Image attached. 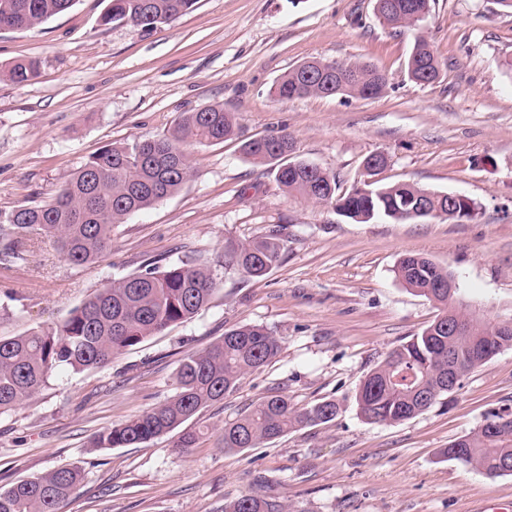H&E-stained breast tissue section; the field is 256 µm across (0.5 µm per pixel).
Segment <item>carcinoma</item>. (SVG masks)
Wrapping results in <instances>:
<instances>
[{
  "instance_id": "obj_1",
  "label": "carcinoma",
  "mask_w": 512,
  "mask_h": 512,
  "mask_svg": "<svg viewBox=\"0 0 512 512\" xmlns=\"http://www.w3.org/2000/svg\"><path fill=\"white\" fill-rule=\"evenodd\" d=\"M74 0H0V25L34 29L66 11ZM196 0H109L101 23L154 29L186 14ZM430 0H375L377 14L393 27L413 26L412 16L429 12ZM408 73L419 84L435 81L440 65L428 41L415 40L407 62ZM343 69L341 81L318 83L321 71ZM0 77L23 84L38 77L32 61H15L0 69ZM386 74L369 63L307 60L285 73L275 84L280 99L308 95L381 97ZM239 134L234 113L211 106L180 116L172 130L159 138L132 144L107 145L42 205L19 206L0 214V263L25 259L30 236L53 239L64 261L84 265L97 260L112 243V227L127 216L175 194L193 175L190 156L200 146L222 143ZM294 139L286 134L242 141L244 158L275 172L290 195L331 206L357 223L378 216L394 221L412 219L411 211L428 204L457 221L472 218L478 204L472 199L450 202L448 196L426 197L428 190L412 183L376 186L366 191L336 193V174L309 161L288 158ZM282 245L270 234L247 244L224 249V269L245 277H262L281 262ZM396 277L408 288L438 303L442 313L421 333L394 348L382 365L360 384L355 402L369 423L392 424L411 419L448 395V354L468 358L495 355L512 348L511 336H498L494 325L467 311H459L469 330L456 336L438 333L437 322L448 321V269L419 254L399 260ZM221 284L218 270L205 262L167 264L153 259L141 271L104 284L73 308L56 329L36 328L17 336H0V414L47 386L61 368L81 372L108 365L126 348L185 322L206 307ZM281 340L266 328L243 325L224 332L208 347L185 357L176 373V392L141 414L98 432L95 448H121L147 442L183 426L202 408L224 400L241 379L271 363ZM339 404L320 400L295 407L288 396L260 398L246 413L224 425L220 441L226 450L255 448L289 430L336 419ZM504 436L491 438L481 430L461 437L459 462L493 476L503 461H512V421ZM82 481L79 466L61 467L0 490V512H62ZM224 512H288L273 496L258 492L239 495L224 504Z\"/></svg>"
}]
</instances>
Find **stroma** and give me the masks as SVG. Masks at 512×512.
Masks as SVG:
<instances>
[{
    "label": "stroma",
    "mask_w": 512,
    "mask_h": 512,
    "mask_svg": "<svg viewBox=\"0 0 512 512\" xmlns=\"http://www.w3.org/2000/svg\"><path fill=\"white\" fill-rule=\"evenodd\" d=\"M107 0H75L34 29L0 30V66L34 61L25 84L0 80V212L52 200L107 144L166 134L181 113L220 105L239 139L197 148L174 195L112 229V248L73 266L52 239L33 237L26 260L0 265V336L60 326L105 283L145 259L212 262L224 248L278 231L281 263L260 278L237 272L208 306L123 351L100 369H61L0 415V489L77 464L84 481L65 512H222L255 490L288 512H512V474L490 478L443 455L494 411L512 408V348L471 373L445 403L395 424L364 421L354 402L365 376L425 329L438 307L396 279L408 252L455 275L469 311L512 318V13L496 0H431L419 26L391 28L375 0H198L175 22L144 30L102 24ZM424 36L440 62L431 84L406 60ZM368 62L389 80L378 99L274 98L276 81L305 60ZM290 134L298 158L335 172L340 192L385 154L378 183L408 182L474 200L476 217L356 223L288 195L247 162L241 140ZM268 328L280 356L247 375L177 433L125 448L92 447L99 430L175 392L180 360L225 331ZM297 406L327 398L341 411L276 441L237 452L218 437L258 398Z\"/></svg>",
    "instance_id": "stroma-1"
}]
</instances>
